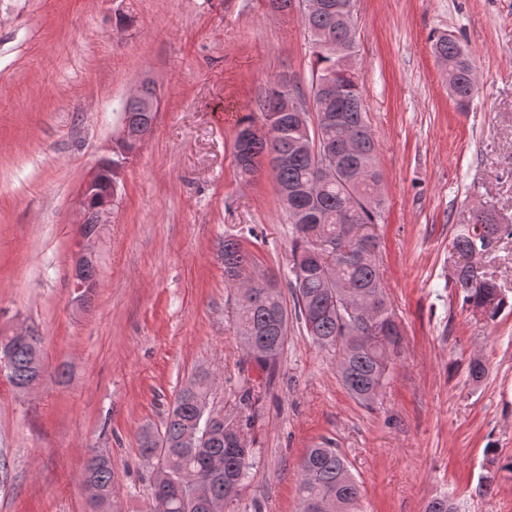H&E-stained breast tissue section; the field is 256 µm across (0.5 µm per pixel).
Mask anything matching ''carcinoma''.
I'll use <instances>...</instances> for the list:
<instances>
[{
    "instance_id": "carcinoma-1",
    "label": "carcinoma",
    "mask_w": 512,
    "mask_h": 512,
    "mask_svg": "<svg viewBox=\"0 0 512 512\" xmlns=\"http://www.w3.org/2000/svg\"><path fill=\"white\" fill-rule=\"evenodd\" d=\"M303 18L315 43L309 89L316 111L326 117L319 128L323 150H339L352 137L360 144L354 155L339 158L334 179L319 183L314 153V130L309 113L287 112L283 97L300 92L280 80L269 82L260 103L261 121L251 116L237 124L233 155L239 174L255 177L260 160L277 157L281 165L275 179L293 224L294 246L290 266L293 306H288L277 284L269 278L248 275L252 256L236 239L224 240V278L229 287L252 283L251 295L238 301L236 333L244 349L270 379L275 375L288 340L290 319L303 324L308 336L321 347L336 352V367L346 389L359 402L369 405L382 389L402 344L404 329L385 299L383 274L378 262L380 239L372 235L365 252L354 230L379 223L384 210L382 176L378 167V140L367 122L356 66L338 64L336 44L345 43L357 54L355 35L336 4ZM436 59L448 73V91L459 108L469 104L478 86V73L460 44L448 35L432 44ZM122 111L130 115L137 132L150 135L154 123L137 99H126ZM512 236V227L498 223L492 211L477 209L469 223L455 235L452 248L466 263L457 269L454 286L462 302L487 321L495 320L509 306L496 281L477 271L470 262L474 246L485 236L500 241ZM9 348L8 377L17 389L34 388L45 366L36 360V342L0 336ZM207 372L198 373L178 392L162 427L142 429L139 447L148 459L165 457V467L153 479L152 499L162 501V512H210L182 487L180 476L188 472L211 500L244 490L254 466L253 448H232L227 442L235 430L251 425L252 416L224 415V432L215 434L198 448H184L181 437L196 420L198 403L209 402ZM299 512H320L316 505H329L326 512H358L360 486L344 456L327 444L307 449L298 466ZM83 483L94 489L92 512H119L110 457L91 452L81 472Z\"/></svg>"
}]
</instances>
